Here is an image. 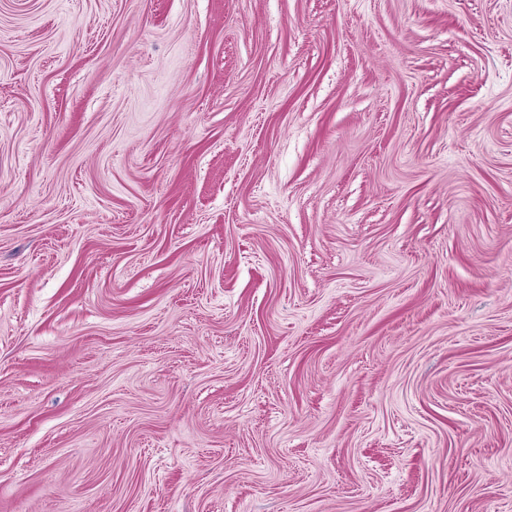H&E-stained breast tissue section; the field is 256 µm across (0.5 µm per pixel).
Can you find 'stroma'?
Segmentation results:
<instances>
[{
	"instance_id": "35a3bbf8",
	"label": "stroma",
	"mask_w": 512,
	"mask_h": 512,
	"mask_svg": "<svg viewBox=\"0 0 512 512\" xmlns=\"http://www.w3.org/2000/svg\"><path fill=\"white\" fill-rule=\"evenodd\" d=\"M0 512H512V0H0Z\"/></svg>"
}]
</instances>
